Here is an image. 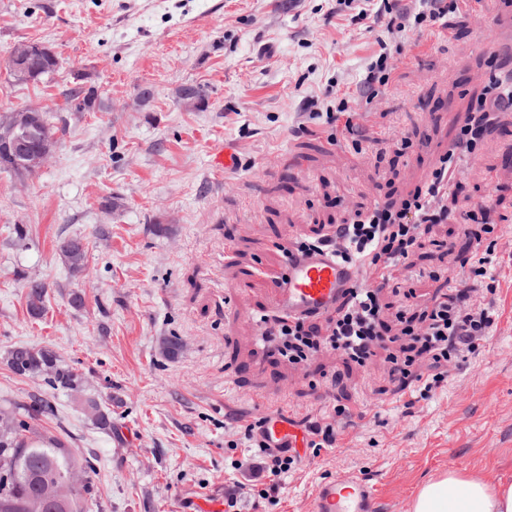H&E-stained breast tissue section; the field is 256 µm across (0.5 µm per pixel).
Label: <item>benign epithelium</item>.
<instances>
[{
  "label": "benign epithelium",
  "instance_id": "obj_1",
  "mask_svg": "<svg viewBox=\"0 0 512 512\" xmlns=\"http://www.w3.org/2000/svg\"><path fill=\"white\" fill-rule=\"evenodd\" d=\"M35 53L51 55L53 49L45 43L24 41L9 51V68L16 81H32L28 63ZM41 112L40 107L24 106L0 113V165L23 168L30 173H38L45 167L57 138L47 135L37 145L31 144V135L41 128Z\"/></svg>",
  "mask_w": 512,
  "mask_h": 512
}]
</instances>
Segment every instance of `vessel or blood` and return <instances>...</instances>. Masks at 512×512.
<instances>
[{
  "label": "vessel or blood",
  "mask_w": 512,
  "mask_h": 512,
  "mask_svg": "<svg viewBox=\"0 0 512 512\" xmlns=\"http://www.w3.org/2000/svg\"><path fill=\"white\" fill-rule=\"evenodd\" d=\"M355 268L339 262L333 254L315 252L289 258L274 298L276 310L297 317L322 315L333 308L357 281ZM273 438L288 440L291 447L303 445L302 433L292 411L285 406L265 410ZM311 512H376L373 487L358 474L336 477L315 485Z\"/></svg>",
  "instance_id": "b4317fda"
}]
</instances>
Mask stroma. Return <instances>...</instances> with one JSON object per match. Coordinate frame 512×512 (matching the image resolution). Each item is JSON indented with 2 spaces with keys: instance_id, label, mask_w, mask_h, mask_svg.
Listing matches in <instances>:
<instances>
[{
  "instance_id": "35a3bbf8",
  "label": "stroma",
  "mask_w": 512,
  "mask_h": 512,
  "mask_svg": "<svg viewBox=\"0 0 512 512\" xmlns=\"http://www.w3.org/2000/svg\"><path fill=\"white\" fill-rule=\"evenodd\" d=\"M418 0H388L360 16L355 0H0V111L49 108L63 133L38 175L0 169V406L49 399L35 420L91 460L81 480L92 512H310L315 483L369 478L379 512H410L418 488L457 471L512 484V112H498L474 152L455 155L449 205L487 204L496 227L495 291L472 281L495 323L468 362L427 398L392 379L399 346L365 366L322 351L291 364L263 347L286 264L283 240L333 235L357 213L398 201L451 149L489 75L512 76V0H463L450 29L407 27ZM45 42L57 71L13 83L7 53ZM387 44L388 86L354 96ZM96 85L101 105L73 111L68 92ZM201 88L182 106L177 89ZM348 94L365 139L354 148L328 109ZM232 165L213 166L221 149ZM476 222L454 215L423 227L393 271L398 308L458 284V253L476 248ZM88 246L70 276L63 239ZM47 285L30 317L24 277ZM80 296L81 307L71 303ZM176 344L167 353V344ZM54 350L112 402L115 437L101 433L43 375H16L6 350ZM335 447L308 453L272 498L252 502L246 428L266 407L316 419L334 405Z\"/></svg>"
}]
</instances>
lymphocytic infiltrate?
Masks as SVG:
<instances>
[{"label": "lymphocytic infiltrate", "instance_id": "lymphocytic-infiltrate-1", "mask_svg": "<svg viewBox=\"0 0 512 512\" xmlns=\"http://www.w3.org/2000/svg\"><path fill=\"white\" fill-rule=\"evenodd\" d=\"M454 178L449 157H442L430 179L416 188L398 207H374L364 218L336 227L334 238L303 241L294 250L306 254L328 249L343 263L372 269V284L349 289L329 321L325 339H316V329L305 318L292 317L274 327L272 333L280 355L299 364L323 349H331L346 359L365 364L376 347L390 341V328L383 318L380 294L389 285L391 266L407 258L414 248L419 229L448 219L442 198ZM401 334L409 341L408 353L392 357L393 370L401 388L421 383L431 391L447 382L451 372L465 362L478 340L487 336L494 324L491 307L475 308L470 288H453L421 314L399 312ZM256 447V476L251 485L255 496L271 498L281 480L293 472L300 460L295 449L282 444L269 447L263 422L247 428Z\"/></svg>", "mask_w": 512, "mask_h": 512}]
</instances>
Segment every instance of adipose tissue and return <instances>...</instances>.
Here are the masks:
<instances>
[{
  "instance_id": "1",
  "label": "adipose tissue",
  "mask_w": 512,
  "mask_h": 512,
  "mask_svg": "<svg viewBox=\"0 0 512 512\" xmlns=\"http://www.w3.org/2000/svg\"><path fill=\"white\" fill-rule=\"evenodd\" d=\"M411 512H512V485L492 487L451 472L423 486Z\"/></svg>"
}]
</instances>
